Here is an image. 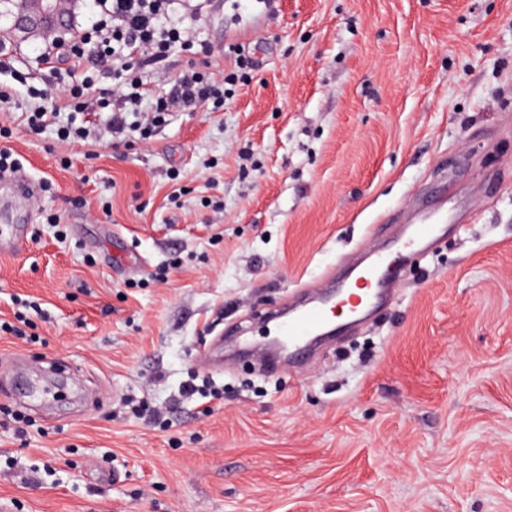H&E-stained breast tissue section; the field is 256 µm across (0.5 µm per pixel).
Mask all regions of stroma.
I'll use <instances>...</instances> for the list:
<instances>
[{"label":"stroma","mask_w":512,"mask_h":512,"mask_svg":"<svg viewBox=\"0 0 512 512\" xmlns=\"http://www.w3.org/2000/svg\"><path fill=\"white\" fill-rule=\"evenodd\" d=\"M168 73H239L145 142L27 130L62 82L0 51V148L41 193L0 257V512H512V0H213ZM255 67L240 70V56ZM466 214L392 303L267 368L261 316L396 241L427 190ZM164 272L165 282L154 281ZM224 398L173 406L190 375ZM142 400L168 423L132 414ZM27 236L17 233L12 227L0 226V254L7 256L20 252L27 243Z\"/></svg>","instance_id":"obj_1"}]
</instances>
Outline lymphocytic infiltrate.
Masks as SVG:
<instances>
[{"mask_svg": "<svg viewBox=\"0 0 512 512\" xmlns=\"http://www.w3.org/2000/svg\"><path fill=\"white\" fill-rule=\"evenodd\" d=\"M174 5L175 0H101L100 12L80 41L43 42L42 59L58 60L67 71L81 70L86 74L81 84L61 92V109L70 108L85 117L98 114L103 103L96 95L97 78L88 72L90 63L95 61L107 64L119 80L105 126L114 138L135 135L142 140L150 139L156 128L168 121L172 107L177 104H222L224 76L187 69L168 76L169 91L155 97L150 108L142 106V67L165 61L175 46L195 44L187 29L164 25L163 20L173 12Z\"/></svg>", "mask_w": 512, "mask_h": 512, "instance_id": "lymphocytic-infiltrate-1", "label": "lymphocytic infiltrate"}]
</instances>
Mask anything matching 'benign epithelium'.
Returning <instances> with one entry per match:
<instances>
[{
	"mask_svg": "<svg viewBox=\"0 0 512 512\" xmlns=\"http://www.w3.org/2000/svg\"><path fill=\"white\" fill-rule=\"evenodd\" d=\"M80 0H0V14L9 16L11 41L47 40L73 30Z\"/></svg>",
	"mask_w": 512,
	"mask_h": 512,
	"instance_id": "benign-epithelium-1",
	"label": "benign epithelium"
}]
</instances>
